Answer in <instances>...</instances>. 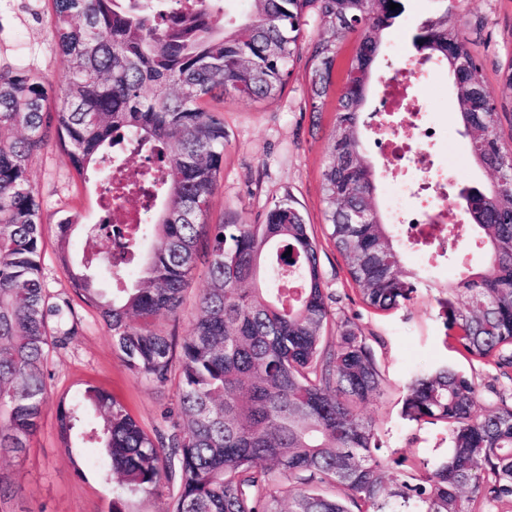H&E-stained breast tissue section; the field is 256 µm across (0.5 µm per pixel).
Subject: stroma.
<instances>
[{
    "instance_id": "stroma-1",
    "label": "stroma",
    "mask_w": 512,
    "mask_h": 512,
    "mask_svg": "<svg viewBox=\"0 0 512 512\" xmlns=\"http://www.w3.org/2000/svg\"><path fill=\"white\" fill-rule=\"evenodd\" d=\"M463 34L472 42L482 63L491 93L512 99V89L501 73L512 61V0H454ZM50 0H0V64L39 73L50 87L62 84L66 64L49 28ZM445 7L444 0H408L401 22L383 34L376 73L385 77L403 68L392 51L397 42H410L416 26ZM356 36L338 50L333 85L320 114L309 112L304 64H297L281 97L255 101L235 94L207 98L206 110L224 118L226 132L224 168L211 199L212 224L261 223L266 211L284 195H292L320 242L321 271L325 285L341 295L332 305L333 324L350 321L369 337L385 376L383 396L368 405L386 453L412 461L444 456L446 432L430 424L404 419L399 401L411 376L442 365L473 370L480 385L481 406L496 403L499 394L512 393V378L495 367L468 365L445 341L441 308L434 292L420 290L414 301L385 313L366 310L347 274L343 257L327 237L322 171L328 161L337 99L355 53ZM428 110L425 121L436 127L435 171L455 186L448 210H460L457 191L482 184L491 172L471 160L469 139L456 120L453 78L445 68L413 72ZM41 202L45 253L43 273L50 294L70 293V283L54 249L55 226L64 217L79 214L85 224L99 221L102 212L94 182L81 180L66 162L56 140H49L34 159L29 173ZM79 332L66 346L51 352L49 402L41 430L25 455L0 456V476L18 486V493L0 501V512H111L112 488L99 470L105 459L101 449L77 448L66 452L59 437L55 410L59 399L71 398L82 383L91 382L119 399L149 434L168 432V410L176 406V383L157 387L136 378L114 347L111 331L84 305H76Z\"/></svg>"
}]
</instances>
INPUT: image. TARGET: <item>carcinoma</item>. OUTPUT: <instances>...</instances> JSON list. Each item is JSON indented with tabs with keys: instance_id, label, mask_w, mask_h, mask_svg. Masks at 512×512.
I'll return each instance as SVG.
<instances>
[{
	"instance_id": "carcinoma-1",
	"label": "carcinoma",
	"mask_w": 512,
	"mask_h": 512,
	"mask_svg": "<svg viewBox=\"0 0 512 512\" xmlns=\"http://www.w3.org/2000/svg\"><path fill=\"white\" fill-rule=\"evenodd\" d=\"M228 24L218 0L182 11L174 0H52L50 27L66 58L56 96L32 70L0 66V454L21 455L48 404L51 349L77 333L49 318L91 308L138 379L160 386L178 362L177 420L166 438L147 433L107 391L87 384L59 400L64 447L102 449L112 512L127 496L174 481L172 512H512V402L477 410L474 376L452 368L413 377L402 416L441 425L444 457L419 462L384 456L375 420L364 412L383 377L366 337L331 332L319 244L293 201L262 224H210L209 199L224 165V120L202 107L219 90L256 101L278 98L301 59L307 9L327 36L308 54L309 107L328 97L339 44L358 37L338 98L322 194L329 239L344 258L363 305L388 312L424 285L403 265L410 241L372 206L375 169L366 155L362 112L380 79L373 64L404 0H247ZM397 8L390 9V4ZM423 62L453 76L458 118L473 162L493 173L460 191L465 223L441 224L435 258L455 254L461 236L484 251L476 267L432 282L446 336L465 360L512 366V148L498 134L499 108L482 64L448 5L412 36ZM80 176L93 171L112 193V166L141 165L126 189H151L145 224H56L55 246L74 297L50 301L41 263L43 224L29 165L49 133ZM372 213L367 224L351 223ZM206 242L209 288L189 337L154 328L175 318Z\"/></svg>"
}]
</instances>
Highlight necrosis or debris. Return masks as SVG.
<instances>
[{
	"label": "necrosis or debris",
	"instance_id": "4bbe7bcc",
	"mask_svg": "<svg viewBox=\"0 0 512 512\" xmlns=\"http://www.w3.org/2000/svg\"><path fill=\"white\" fill-rule=\"evenodd\" d=\"M422 106L418 95L410 89L403 75L386 78L381 83L380 106L372 118L375 145L388 163L391 175L388 221L399 229H410L412 238L428 233L435 224L448 220V186L429 184L426 175L434 166L428 149L431 135L421 122ZM415 169L413 181L404 178L408 169ZM430 193V209L410 207L416 194Z\"/></svg>",
	"mask_w": 512,
	"mask_h": 512
}]
</instances>
